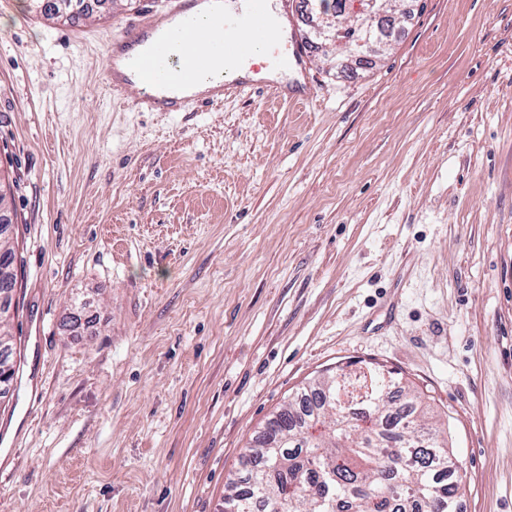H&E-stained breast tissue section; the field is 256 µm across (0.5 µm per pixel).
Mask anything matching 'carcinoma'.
I'll list each match as a JSON object with an SVG mask.
<instances>
[{
  "mask_svg": "<svg viewBox=\"0 0 512 512\" xmlns=\"http://www.w3.org/2000/svg\"><path fill=\"white\" fill-rule=\"evenodd\" d=\"M370 380L369 400L336 404ZM224 487L236 512H457L463 465L398 373L364 360L315 376L268 420Z\"/></svg>",
  "mask_w": 512,
  "mask_h": 512,
  "instance_id": "cac0c4a2",
  "label": "carcinoma"
}]
</instances>
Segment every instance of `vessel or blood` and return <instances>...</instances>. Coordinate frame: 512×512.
I'll return each mask as SVG.
<instances>
[{"instance_id": "obj_1", "label": "vessel or blood", "mask_w": 512, "mask_h": 512, "mask_svg": "<svg viewBox=\"0 0 512 512\" xmlns=\"http://www.w3.org/2000/svg\"><path fill=\"white\" fill-rule=\"evenodd\" d=\"M219 0H172L168 11L148 15L127 31L120 42L109 44L104 68L106 83L132 92V107L140 112H196L222 102L225 94L251 88L248 80L224 79V72L251 62L257 49L271 45L276 26L273 4L290 12L291 0H244V9L226 13ZM200 6L224 32L222 39L197 48L190 54L182 47L195 24L193 7ZM307 50L299 41L286 49L272 48L267 64L277 71L306 65ZM220 75L221 81L209 95L191 93L194 80L204 73Z\"/></svg>"}]
</instances>
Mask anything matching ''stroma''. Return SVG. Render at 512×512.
<instances>
[{
	"mask_svg": "<svg viewBox=\"0 0 512 512\" xmlns=\"http://www.w3.org/2000/svg\"><path fill=\"white\" fill-rule=\"evenodd\" d=\"M169 2L0 0V512H224L273 412L360 359L448 423L464 512H512V0H392L391 45L309 51L300 102L130 111L107 43Z\"/></svg>",
	"mask_w": 512,
	"mask_h": 512,
	"instance_id": "stroma-1",
	"label": "stroma"
}]
</instances>
